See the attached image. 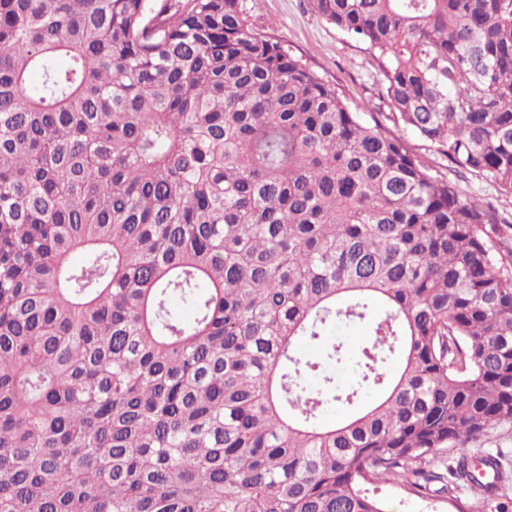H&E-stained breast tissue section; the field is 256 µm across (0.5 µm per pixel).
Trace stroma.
I'll return each instance as SVG.
<instances>
[{
    "mask_svg": "<svg viewBox=\"0 0 512 512\" xmlns=\"http://www.w3.org/2000/svg\"><path fill=\"white\" fill-rule=\"evenodd\" d=\"M242 7L257 31L277 38L294 56L300 57L321 79L336 87L341 97L362 117L388 112L380 98L383 76L367 47L319 15L311 0H241ZM467 454L491 455L502 464L498 496L479 503L477 495L464 484L441 487L429 484L413 492L396 483L374 485L373 495L387 512H456L465 505L471 512H512V425L490 429L480 440L466 446Z\"/></svg>",
    "mask_w": 512,
    "mask_h": 512,
    "instance_id": "35a3bbf8",
    "label": "stroma"
}]
</instances>
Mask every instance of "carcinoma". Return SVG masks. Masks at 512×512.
<instances>
[{
  "mask_svg": "<svg viewBox=\"0 0 512 512\" xmlns=\"http://www.w3.org/2000/svg\"><path fill=\"white\" fill-rule=\"evenodd\" d=\"M312 4L394 121L512 197V0ZM377 308L341 387L327 330ZM501 423L495 209L240 0H0V512H384L367 485L424 489ZM484 469L450 475L486 498Z\"/></svg>",
  "mask_w": 512,
  "mask_h": 512,
  "instance_id": "cac0c4a2",
  "label": "carcinoma"
}]
</instances>
